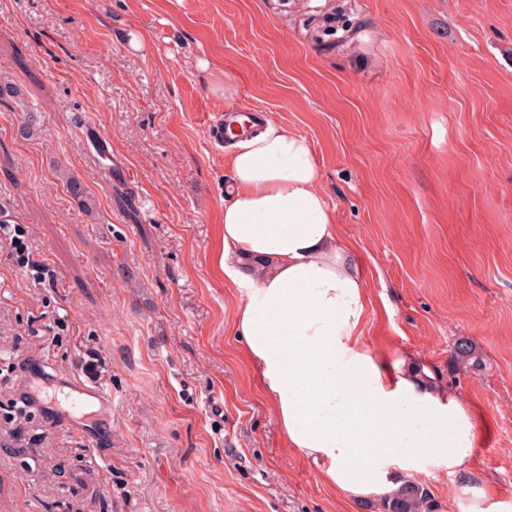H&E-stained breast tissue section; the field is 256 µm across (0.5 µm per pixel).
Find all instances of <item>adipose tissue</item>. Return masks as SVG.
I'll list each match as a JSON object with an SVG mask.
<instances>
[{
  "mask_svg": "<svg viewBox=\"0 0 512 512\" xmlns=\"http://www.w3.org/2000/svg\"><path fill=\"white\" fill-rule=\"evenodd\" d=\"M218 263L243 294L235 332L296 454L349 501H381L436 467L453 512H512L463 478L476 419L458 396L381 364L362 343L369 301L355 252L317 188L311 143L274 120L229 145Z\"/></svg>",
  "mask_w": 512,
  "mask_h": 512,
  "instance_id": "adipose-tissue-1",
  "label": "adipose tissue"
}]
</instances>
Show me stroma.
<instances>
[{"mask_svg":"<svg viewBox=\"0 0 512 512\" xmlns=\"http://www.w3.org/2000/svg\"><path fill=\"white\" fill-rule=\"evenodd\" d=\"M4 83L0 225L54 278L0 233V512H378L288 448L235 336L207 133L232 108L310 140L364 345L468 404L466 474L512 500V0H0ZM38 361L111 421L29 406Z\"/></svg>","mask_w":512,"mask_h":512,"instance_id":"35a3bbf8","label":"stroma"}]
</instances>
